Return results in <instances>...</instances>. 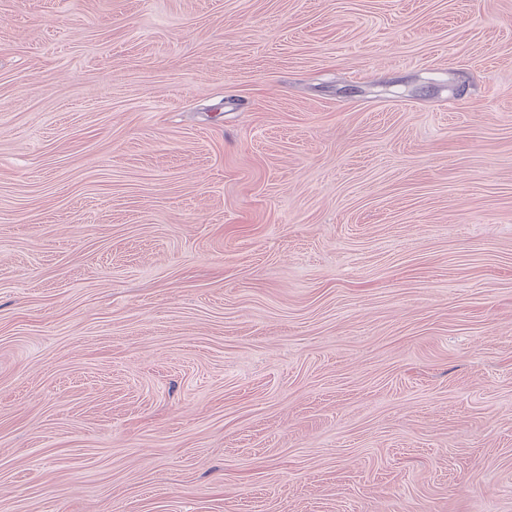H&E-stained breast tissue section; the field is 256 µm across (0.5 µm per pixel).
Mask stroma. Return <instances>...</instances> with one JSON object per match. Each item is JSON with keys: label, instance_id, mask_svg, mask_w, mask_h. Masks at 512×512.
<instances>
[{"label": "stroma", "instance_id": "1", "mask_svg": "<svg viewBox=\"0 0 512 512\" xmlns=\"http://www.w3.org/2000/svg\"><path fill=\"white\" fill-rule=\"evenodd\" d=\"M0 512H512V0H0Z\"/></svg>", "mask_w": 512, "mask_h": 512}]
</instances>
